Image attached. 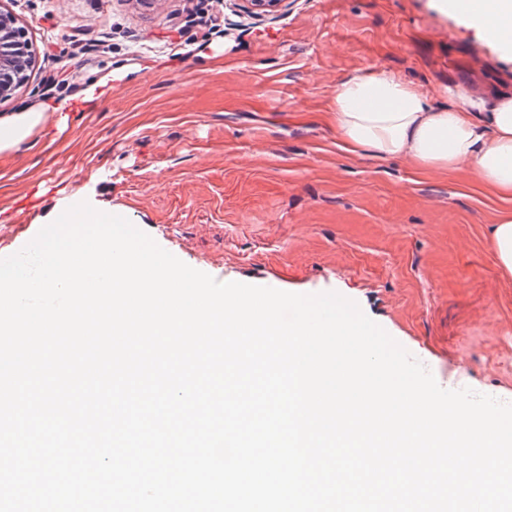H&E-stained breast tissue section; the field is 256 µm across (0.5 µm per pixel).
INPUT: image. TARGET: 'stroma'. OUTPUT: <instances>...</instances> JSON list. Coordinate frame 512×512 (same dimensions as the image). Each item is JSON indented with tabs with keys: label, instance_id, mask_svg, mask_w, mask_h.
<instances>
[{
	"label": "stroma",
	"instance_id": "1",
	"mask_svg": "<svg viewBox=\"0 0 512 512\" xmlns=\"http://www.w3.org/2000/svg\"><path fill=\"white\" fill-rule=\"evenodd\" d=\"M242 3L0 0L34 55L0 114L50 109L0 154V250L85 201L216 280L339 293L441 387L512 397V278L490 243L512 201L466 162L351 154L330 112L369 70L439 105L451 83L511 90L512 55L437 0H286L266 17Z\"/></svg>",
	"mask_w": 512,
	"mask_h": 512
}]
</instances>
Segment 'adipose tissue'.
I'll return each instance as SVG.
<instances>
[{
  "mask_svg": "<svg viewBox=\"0 0 512 512\" xmlns=\"http://www.w3.org/2000/svg\"><path fill=\"white\" fill-rule=\"evenodd\" d=\"M441 11L465 14L479 33L512 54V0H440ZM452 106L438 108L421 88L388 70L341 82L332 100L344 149L387 159L406 157L424 168L472 163L481 180L512 197V91L475 96L456 86ZM41 108L0 116V153L17 148L44 123Z\"/></svg>",
  "mask_w": 512,
  "mask_h": 512,
  "instance_id": "obj_1",
  "label": "adipose tissue"
}]
</instances>
